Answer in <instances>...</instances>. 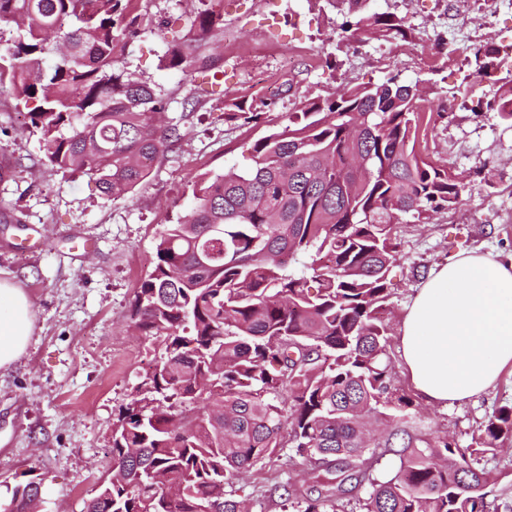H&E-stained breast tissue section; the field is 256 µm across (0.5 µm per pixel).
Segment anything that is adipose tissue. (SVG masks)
<instances>
[{"label":"adipose tissue","instance_id":"1","mask_svg":"<svg viewBox=\"0 0 512 512\" xmlns=\"http://www.w3.org/2000/svg\"><path fill=\"white\" fill-rule=\"evenodd\" d=\"M400 351L417 392L448 405L486 392L512 367V256L463 253L420 283L400 327ZM31 303L0 279V369L26 352Z\"/></svg>","mask_w":512,"mask_h":512}]
</instances>
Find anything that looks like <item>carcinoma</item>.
Returning <instances> with one entry per match:
<instances>
[{"label":"carcinoma","mask_w":512,"mask_h":512,"mask_svg":"<svg viewBox=\"0 0 512 512\" xmlns=\"http://www.w3.org/2000/svg\"><path fill=\"white\" fill-rule=\"evenodd\" d=\"M340 35L406 40L404 18L369 0H325ZM135 0H0V88L28 116L44 164L83 172L120 198L181 137L161 124L167 102L121 69L127 39L150 17ZM161 67L205 61L222 29L207 7ZM512 54L485 50L476 74ZM275 100L224 97L230 122L258 124ZM512 123V90L481 107ZM426 118L417 85L377 84L308 98L256 141L254 165L193 181L194 203L156 244L138 288L134 327L162 349L112 429L111 463L84 512H246L231 487L290 448L311 484L289 483L282 512H512L488 500L483 459L512 436V405L496 408L467 445L409 425L411 397L392 388L387 277L395 226L429 223L462 200L460 177L416 152ZM390 463L380 473L382 460ZM30 472L8 489L27 512Z\"/></svg>","instance_id":"carcinoma-1"}]
</instances>
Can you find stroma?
Masks as SVG:
<instances>
[{
	"instance_id": "stroma-1",
	"label": "stroma",
	"mask_w": 512,
	"mask_h": 512,
	"mask_svg": "<svg viewBox=\"0 0 512 512\" xmlns=\"http://www.w3.org/2000/svg\"><path fill=\"white\" fill-rule=\"evenodd\" d=\"M199 0H139L154 18L129 41L122 68L150 81L168 103L182 137L129 196L100 193L92 176L44 166L38 138L8 92L0 91V278L27 293L34 335L26 353L0 369V493L34 470L42 479L40 512H82L107 474L112 424L160 352L131 328V309L152 271L157 240L192 202V182L252 164V146L279 129L307 97L343 85L416 83L433 118L419 131V152L463 178L462 201L431 223L404 220L394 234L401 259L389 273L390 336L434 267L465 251L512 253V128L477 99L512 81L506 69L473 75L485 46L512 43V9L500 0H371L372 9L403 16L407 43L341 40V16L324 0H222L224 35L207 46L217 71H163L168 45L183 40ZM215 93L189 107L196 85ZM278 93L261 123L224 120L225 95ZM512 405V369L497 384L448 406L414 399L420 430L468 444L495 408ZM308 487L298 455L243 474L234 489L253 512H281L268 496V472Z\"/></svg>"
}]
</instances>
